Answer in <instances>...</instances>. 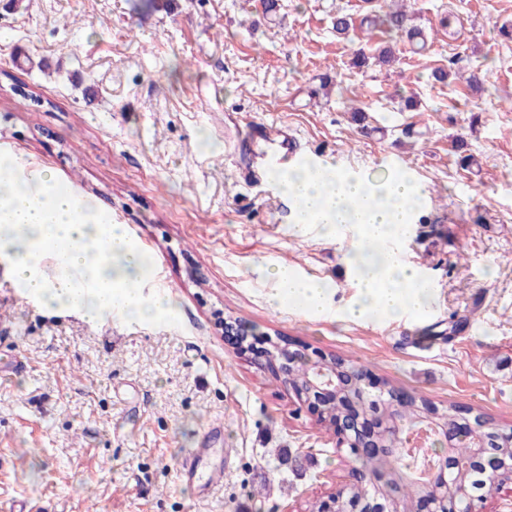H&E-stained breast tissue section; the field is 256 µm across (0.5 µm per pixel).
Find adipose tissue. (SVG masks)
<instances>
[{"label": "adipose tissue", "mask_w": 512, "mask_h": 512, "mask_svg": "<svg viewBox=\"0 0 512 512\" xmlns=\"http://www.w3.org/2000/svg\"><path fill=\"white\" fill-rule=\"evenodd\" d=\"M18 164L0 158V248L11 250L18 239L26 244L24 252L13 255L16 281L47 307L74 308L90 321L112 311L131 320L156 317L160 304L146 301L139 288L144 254L125 232L101 223L90 205L57 187L48 172L34 168L18 177ZM283 188L296 202L298 224L330 231L341 224L356 226L359 241L347 261L356 267L360 293L349 317L374 312L394 318L425 309L427 290L416 269L389 252L371 263L360 260L370 241L389 239L410 223L420 198L411 177L376 182L329 164L304 165L289 172ZM273 275V303L294 302L308 313L328 307L330 293L321 282L286 266Z\"/></svg>", "instance_id": "adipose-tissue-1"}]
</instances>
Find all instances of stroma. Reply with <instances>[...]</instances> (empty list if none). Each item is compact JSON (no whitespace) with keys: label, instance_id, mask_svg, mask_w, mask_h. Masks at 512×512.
<instances>
[{"label":"stroma","instance_id":"1","mask_svg":"<svg viewBox=\"0 0 512 512\" xmlns=\"http://www.w3.org/2000/svg\"><path fill=\"white\" fill-rule=\"evenodd\" d=\"M255 6L0 0V153L47 169L123 225L150 259L144 296L168 303L148 321L91 323L26 296L0 252V512L21 501L43 512H307L343 484L350 457L225 341L228 314L512 428V40L498 36L512 0H415L421 52L367 34L365 0H280L270 20ZM339 10L357 24L347 40L332 30ZM378 45L396 63L353 66L356 50ZM453 51L464 64L434 81ZM258 119L291 127L297 164L324 149L367 178L393 161L416 178L407 261L435 289L421 316L343 315L358 297L345 260L357 232L298 233L273 179L240 177ZM460 136L476 167L459 163ZM283 264L331 289L329 315L272 303ZM453 314L472 329L449 331ZM215 424L232 453L201 498L176 465Z\"/></svg>","mask_w":512,"mask_h":512}]
</instances>
